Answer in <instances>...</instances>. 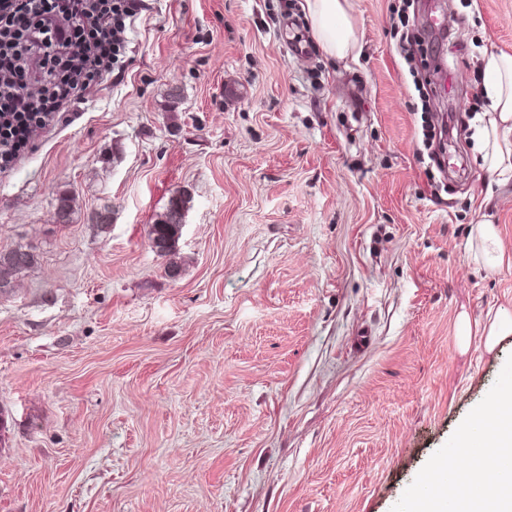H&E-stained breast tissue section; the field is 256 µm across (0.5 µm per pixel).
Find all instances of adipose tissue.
<instances>
[{
  "instance_id": "ef3b65f1",
  "label": "adipose tissue",
  "mask_w": 512,
  "mask_h": 512,
  "mask_svg": "<svg viewBox=\"0 0 512 512\" xmlns=\"http://www.w3.org/2000/svg\"><path fill=\"white\" fill-rule=\"evenodd\" d=\"M311 36L333 58L356 46L347 0H306ZM485 111L472 133L483 166L502 180L512 179V55L483 59ZM469 250L485 268L512 265L496 224L483 220L472 229ZM451 445L469 454L470 466L446 473L427 494L406 499L402 512H512V383L497 387L462 426Z\"/></svg>"
}]
</instances>
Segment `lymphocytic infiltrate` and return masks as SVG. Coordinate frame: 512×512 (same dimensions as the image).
I'll return each instance as SVG.
<instances>
[{
	"label": "lymphocytic infiltrate",
	"instance_id": "obj_1",
	"mask_svg": "<svg viewBox=\"0 0 512 512\" xmlns=\"http://www.w3.org/2000/svg\"><path fill=\"white\" fill-rule=\"evenodd\" d=\"M143 0H0V172L124 58Z\"/></svg>",
	"mask_w": 512,
	"mask_h": 512
}]
</instances>
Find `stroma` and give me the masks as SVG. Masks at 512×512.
<instances>
[{"label": "stroma", "instance_id": "stroma-1", "mask_svg": "<svg viewBox=\"0 0 512 512\" xmlns=\"http://www.w3.org/2000/svg\"><path fill=\"white\" fill-rule=\"evenodd\" d=\"M395 2L348 0L335 59L305 0H145L123 70L0 173V251L37 257L0 295V512H399L512 371V335L458 339L512 310L465 247L487 215L512 254L469 129L512 0H414L448 23L419 86ZM181 194L173 278L149 232Z\"/></svg>", "mask_w": 512, "mask_h": 512}]
</instances>
